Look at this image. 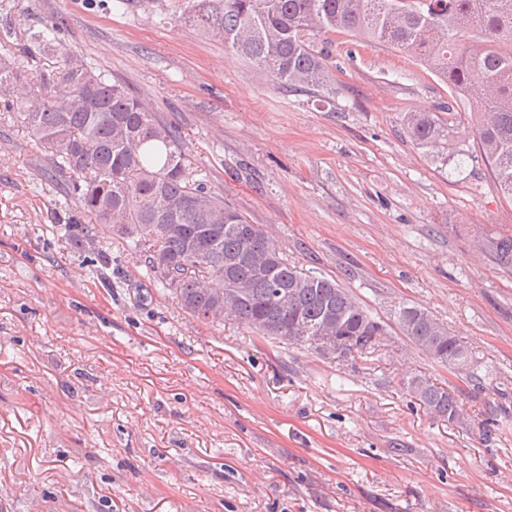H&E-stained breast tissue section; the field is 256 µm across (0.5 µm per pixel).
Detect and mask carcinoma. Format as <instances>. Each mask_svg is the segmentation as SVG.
I'll use <instances>...</instances> for the list:
<instances>
[{
  "label": "carcinoma",
  "instance_id": "cac0c4a2",
  "mask_svg": "<svg viewBox=\"0 0 512 512\" xmlns=\"http://www.w3.org/2000/svg\"><path fill=\"white\" fill-rule=\"evenodd\" d=\"M185 23L224 42V49L268 72L282 88L336 92L330 35L340 32L385 43L423 60L450 92L448 112L464 101L475 115L483 161L512 200V0H191ZM53 40L33 33L18 52L0 39V104L19 111L32 140L48 149L51 168L69 175L65 196L96 224L125 234L146 257L152 280L182 308L212 325L231 316L256 337L312 344L330 326L353 342L339 357L378 346L384 326L335 279L288 262L278 242L250 223L224 196L193 178L172 126L139 96L112 82L81 56L38 75L39 93L14 105L11 86L29 79L19 53L51 52ZM416 145H442L459 170L466 153L454 128L438 115L410 112ZM214 239L202 261L187 254L197 232ZM495 262L512 266V235L489 240ZM398 328L435 362L479 381L464 342L429 311L400 308ZM407 391L431 416L461 424L457 395L424 374Z\"/></svg>",
  "mask_w": 512,
  "mask_h": 512
}]
</instances>
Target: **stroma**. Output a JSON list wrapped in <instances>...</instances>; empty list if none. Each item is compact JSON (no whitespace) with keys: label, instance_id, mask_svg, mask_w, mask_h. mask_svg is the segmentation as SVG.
Masks as SVG:
<instances>
[{"label":"stroma","instance_id":"1","mask_svg":"<svg viewBox=\"0 0 512 512\" xmlns=\"http://www.w3.org/2000/svg\"><path fill=\"white\" fill-rule=\"evenodd\" d=\"M186 0H0L14 42L57 24L32 71L83 56L170 121L197 180L336 278L385 328L340 359L202 323L106 224L79 213L17 115L0 114V512H512V200L482 160L454 170L409 138L448 87L418 58L333 37L336 95L289 92L180 21ZM427 309L480 383L396 327ZM431 375L468 422L433 418ZM495 262L503 267L512 265V235H499L489 240L488 246ZM430 376L416 374L406 384L407 391L434 418L449 425L462 424L467 413L457 395Z\"/></svg>","mask_w":512,"mask_h":512}]
</instances>
